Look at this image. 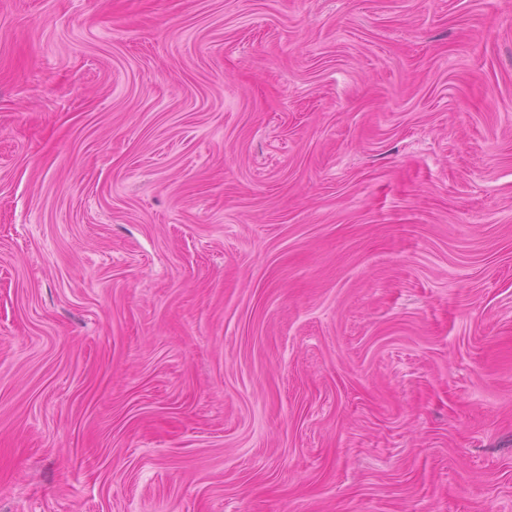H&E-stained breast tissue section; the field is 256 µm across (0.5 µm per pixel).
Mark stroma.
Returning a JSON list of instances; mask_svg holds the SVG:
<instances>
[{
	"mask_svg": "<svg viewBox=\"0 0 512 512\" xmlns=\"http://www.w3.org/2000/svg\"><path fill=\"white\" fill-rule=\"evenodd\" d=\"M0 512H512V0H0Z\"/></svg>",
	"mask_w": 512,
	"mask_h": 512,
	"instance_id": "stroma-1",
	"label": "stroma"
}]
</instances>
